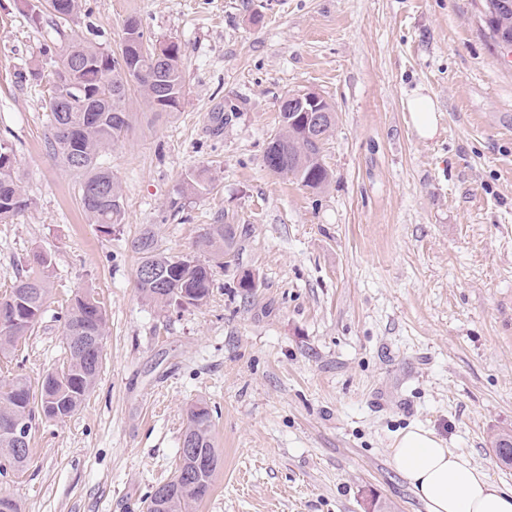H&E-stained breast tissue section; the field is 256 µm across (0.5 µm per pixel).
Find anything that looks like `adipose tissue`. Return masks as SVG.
<instances>
[{
  "mask_svg": "<svg viewBox=\"0 0 512 512\" xmlns=\"http://www.w3.org/2000/svg\"><path fill=\"white\" fill-rule=\"evenodd\" d=\"M389 458L428 512H512V490L446 448L432 431L414 426L401 430Z\"/></svg>",
  "mask_w": 512,
  "mask_h": 512,
  "instance_id": "1",
  "label": "adipose tissue"
}]
</instances>
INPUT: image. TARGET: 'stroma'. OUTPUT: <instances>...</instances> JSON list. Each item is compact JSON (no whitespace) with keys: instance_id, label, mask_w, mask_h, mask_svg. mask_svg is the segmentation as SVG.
<instances>
[{"instance_id":"1","label":"stroma","mask_w":512,"mask_h":512,"mask_svg":"<svg viewBox=\"0 0 512 512\" xmlns=\"http://www.w3.org/2000/svg\"><path fill=\"white\" fill-rule=\"evenodd\" d=\"M44 6L0 0V142L31 199L0 224V298L34 252L53 266L0 383L66 363L79 290L107 335L94 389L71 417L33 420L29 462L0 492L23 512H143L199 400L221 465L195 512H426L389 460L412 425L512 488L490 443L512 430V57L483 0H85L59 33ZM130 16L178 42L186 97L152 112L131 91L130 129L101 157L123 194L106 235L49 151L46 87L15 75L65 37L119 53ZM418 90L436 101L430 139L405 107ZM305 92L336 111L319 193L264 165L281 100ZM199 171L209 191L171 209ZM212 224L236 246L212 261L207 302L144 299L133 240L149 228L161 251L196 256Z\"/></svg>"}]
</instances>
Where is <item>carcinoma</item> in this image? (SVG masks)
I'll list each match as a JSON object with an SVG mask.
<instances>
[{
  "mask_svg": "<svg viewBox=\"0 0 512 512\" xmlns=\"http://www.w3.org/2000/svg\"><path fill=\"white\" fill-rule=\"evenodd\" d=\"M488 23L493 36L512 40V0H485ZM121 55L115 57L104 48L84 40H72L56 54L53 60L51 97L49 102L50 137L48 145L53 157L80 176L82 209L92 224L105 234L112 233V225L120 223L122 190L112 171L99 165L103 152L117 142L129 128L128 94L113 96L112 88L128 81L133 73L138 78L135 87L152 112L178 111L186 94L180 63V46L171 42L170 61L154 59V41L145 36L139 21L131 16L124 25ZM35 68L17 73L21 83L40 85L47 76ZM58 98L69 100L65 110L54 106ZM301 94L289 95L279 106L280 129L269 142L264 160L266 167L276 173L291 176L303 187L321 191L330 183V174L322 163L324 142L336 125L335 109L326 100L321 108L329 111L320 135L307 133L302 115ZM208 181L200 173L186 176L183 188L170 200L178 207L186 193L198 194L207 190ZM30 205L22 185L14 149L0 143V223L13 220ZM236 244V232L230 224H212L199 242L200 250L216 258L226 256ZM139 255V268L150 267L162 276L161 283L136 278V287L144 298L163 306H171L186 296L189 305H202L211 293L212 270L209 264L189 256L170 255L156 246L154 233L146 229L133 242ZM34 268L19 277L0 308L10 309L13 320L6 332L0 331V353L5 354L20 340L32 334L45 312L49 297V279L52 262L45 253L33 254ZM106 313L93 292L75 294L67 309L63 339L70 345L71 337L97 336L105 339ZM101 365L95 358L72 353L66 365L45 375L38 388H32L23 376H16L0 392V427L18 417L33 420L40 414L49 420H62L74 414L94 388ZM185 433L197 438L199 454L204 464L196 466V459L179 455L174 477L166 482L172 489L166 499L158 498L152 488L145 500L151 512H193L194 506L210 492L220 457L212 435V417L208 404L198 401L187 412ZM497 457L512 465V435L500 433L493 441ZM16 452L8 436L0 431V468L12 464ZM197 471L200 489L190 490L180 484L187 471Z\"/></svg>",
  "mask_w": 512,
  "mask_h": 512,
  "instance_id": "1",
  "label": "carcinoma"
}]
</instances>
